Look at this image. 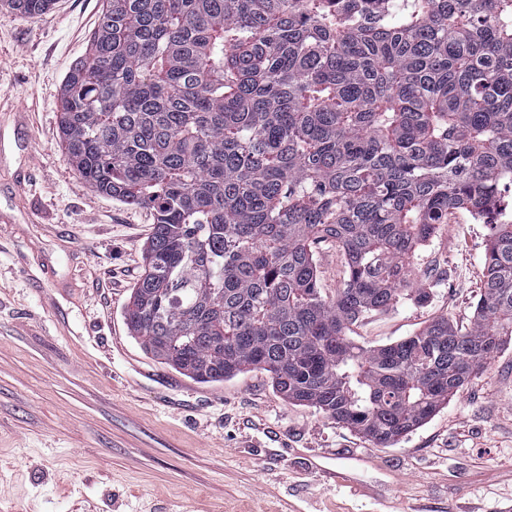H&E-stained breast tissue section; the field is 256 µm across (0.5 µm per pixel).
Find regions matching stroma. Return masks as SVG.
Instances as JSON below:
<instances>
[{
  "instance_id": "stroma-1",
  "label": "stroma",
  "mask_w": 512,
  "mask_h": 512,
  "mask_svg": "<svg viewBox=\"0 0 512 512\" xmlns=\"http://www.w3.org/2000/svg\"><path fill=\"white\" fill-rule=\"evenodd\" d=\"M103 0L0 2V512H512V342L426 423L377 448L267 372L199 383L132 338L149 207L94 192L60 145V95ZM488 227L450 215L418 250L423 300L350 325L366 348L445 317L467 329ZM323 295L347 278L315 248Z\"/></svg>"
}]
</instances>
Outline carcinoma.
<instances>
[{"label":"carcinoma","mask_w":512,"mask_h":512,"mask_svg":"<svg viewBox=\"0 0 512 512\" xmlns=\"http://www.w3.org/2000/svg\"><path fill=\"white\" fill-rule=\"evenodd\" d=\"M60 103L75 172L154 212L125 320L158 362L263 370L389 448L512 336V0H105ZM457 210L490 230L471 327L350 341ZM322 241L348 265L331 298Z\"/></svg>","instance_id":"carcinoma-1"}]
</instances>
